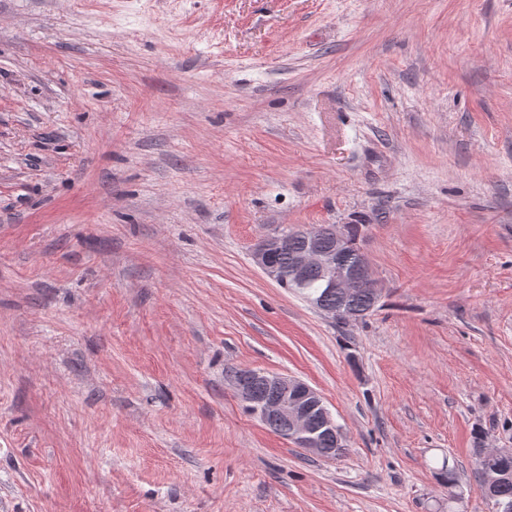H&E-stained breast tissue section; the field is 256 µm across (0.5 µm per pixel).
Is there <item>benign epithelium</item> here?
I'll return each instance as SVG.
<instances>
[{
    "label": "benign epithelium",
    "instance_id": "7a95c632",
    "mask_svg": "<svg viewBox=\"0 0 512 512\" xmlns=\"http://www.w3.org/2000/svg\"><path fill=\"white\" fill-rule=\"evenodd\" d=\"M345 249L344 227L336 225L331 236H326L323 226L316 225L308 229L305 246L292 253V278L297 283L304 282L309 273L317 271L325 287L331 292H347L366 289L370 293L371 306H376L381 298L382 288L374 277L368 260L355 265L341 262ZM288 250V236L279 232L271 233L262 238L252 249L253 262L271 280L279 283L282 274L279 267L272 261L275 252ZM260 379L273 391L274 399L265 405H255V393L252 381ZM226 382L236 397L253 414L264 419L277 416L288 421L302 437V448L312 454L319 455L323 449L314 447L315 435L325 430L334 436L341 435L336 429V422L327 408L323 407L321 394L308 384L287 376L252 371L248 376L241 375L239 370H230L225 375ZM512 476L506 467L487 471L485 481L480 489L483 496L491 494L493 487L500 480Z\"/></svg>",
    "mask_w": 512,
    "mask_h": 512
}]
</instances>
